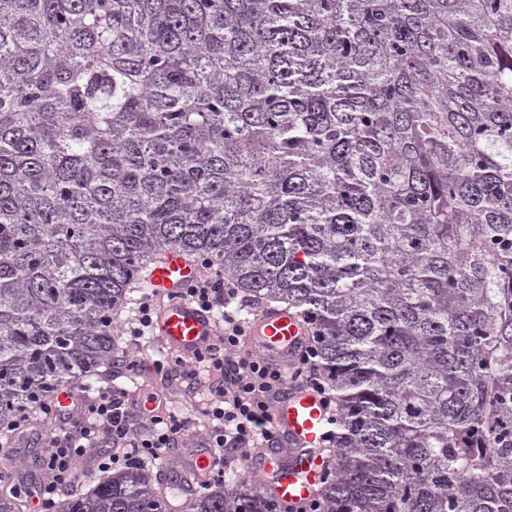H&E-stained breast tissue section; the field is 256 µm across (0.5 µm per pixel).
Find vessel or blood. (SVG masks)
<instances>
[{
	"mask_svg": "<svg viewBox=\"0 0 512 512\" xmlns=\"http://www.w3.org/2000/svg\"><path fill=\"white\" fill-rule=\"evenodd\" d=\"M199 275L197 262L173 247L145 261L139 281L161 302L155 322L157 336L169 351L185 357L212 343L217 333L215 317L182 297ZM243 322L251 346L289 364L300 359L313 334L300 309L269 301L246 309ZM275 419L278 447L250 458L248 467L266 491L294 512H302L323 489L329 463L325 448L331 425L329 409L323 395L291 384L276 403Z\"/></svg>",
	"mask_w": 512,
	"mask_h": 512,
	"instance_id": "b4317fda",
	"label": "vessel or blood"
}]
</instances>
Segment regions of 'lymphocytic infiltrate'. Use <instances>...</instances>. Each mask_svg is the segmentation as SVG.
Instances as JSON below:
<instances>
[{
    "label": "lymphocytic infiltrate",
    "mask_w": 512,
    "mask_h": 512,
    "mask_svg": "<svg viewBox=\"0 0 512 512\" xmlns=\"http://www.w3.org/2000/svg\"><path fill=\"white\" fill-rule=\"evenodd\" d=\"M183 296L214 312L224 323L219 343L197 351L187 376L204 368L212 376L214 400L207 414L211 429L204 442L214 456V475L224 476L223 449L269 448L278 442L273 427L271 404L291 381L318 393L326 388L314 364V349L306 347L293 369H285L254 351L244 350L245 338L239 310L238 291L217 272H207L186 288ZM186 432L183 417L156 407L134 402L129 390L115 385L95 392L82 391L72 415L60 418L57 433L47 435L45 464L54 473L53 482L38 490L42 512H56L58 483L72 474V459L101 440L122 443L123 453L99 457L96 469L112 468L164 459L168 448L181 441Z\"/></svg>",
    "instance_id": "f902f5d3"
}]
</instances>
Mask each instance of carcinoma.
Instances as JSON below:
<instances>
[{
	"instance_id": "carcinoma-1",
	"label": "carcinoma",
	"mask_w": 512,
	"mask_h": 512,
	"mask_svg": "<svg viewBox=\"0 0 512 512\" xmlns=\"http://www.w3.org/2000/svg\"><path fill=\"white\" fill-rule=\"evenodd\" d=\"M168 247L311 322L321 512H512V0H0V440L117 362ZM171 485L61 512H289Z\"/></svg>"
}]
</instances>
